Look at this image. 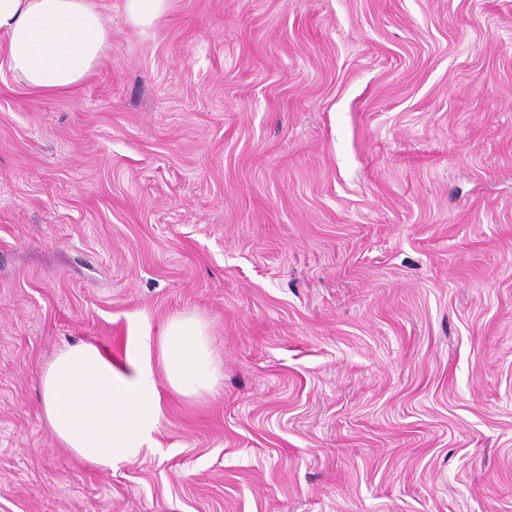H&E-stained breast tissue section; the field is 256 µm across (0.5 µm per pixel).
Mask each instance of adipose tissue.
I'll use <instances>...</instances> for the list:
<instances>
[{
    "mask_svg": "<svg viewBox=\"0 0 512 512\" xmlns=\"http://www.w3.org/2000/svg\"><path fill=\"white\" fill-rule=\"evenodd\" d=\"M112 49V29L95 0H0V55L26 88L64 94ZM220 372L208 325L177 314L131 332L122 360L99 345H65L39 376L43 419L54 438L104 471L158 445L162 389L194 398Z\"/></svg>",
    "mask_w": 512,
    "mask_h": 512,
    "instance_id": "adipose-tissue-1",
    "label": "adipose tissue"
}]
</instances>
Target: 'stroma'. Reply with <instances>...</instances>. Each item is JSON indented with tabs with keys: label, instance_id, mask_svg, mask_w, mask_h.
Wrapping results in <instances>:
<instances>
[{
	"label": "stroma",
	"instance_id": "obj_1",
	"mask_svg": "<svg viewBox=\"0 0 512 512\" xmlns=\"http://www.w3.org/2000/svg\"><path fill=\"white\" fill-rule=\"evenodd\" d=\"M64 95L0 59V512H512V0H172ZM206 319L113 472L40 370Z\"/></svg>",
	"mask_w": 512,
	"mask_h": 512
}]
</instances>
